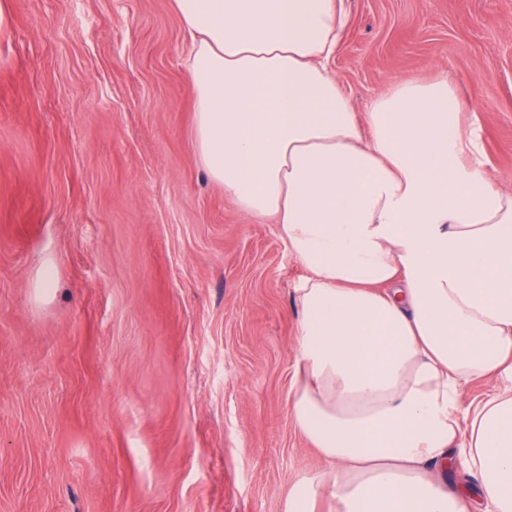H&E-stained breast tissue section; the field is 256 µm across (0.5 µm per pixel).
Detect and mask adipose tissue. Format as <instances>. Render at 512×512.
I'll list each match as a JSON object with an SVG mask.
<instances>
[{
    "label": "adipose tissue",
    "mask_w": 512,
    "mask_h": 512,
    "mask_svg": "<svg viewBox=\"0 0 512 512\" xmlns=\"http://www.w3.org/2000/svg\"><path fill=\"white\" fill-rule=\"evenodd\" d=\"M172 7L199 161L307 271L292 416L328 467L291 512H512V190L484 167L472 100L408 78L357 114L328 69L347 0ZM478 379L492 391L463 408Z\"/></svg>",
    "instance_id": "obj_1"
}]
</instances>
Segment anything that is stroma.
<instances>
[{
  "instance_id": "obj_1",
  "label": "stroma",
  "mask_w": 512,
  "mask_h": 512,
  "mask_svg": "<svg viewBox=\"0 0 512 512\" xmlns=\"http://www.w3.org/2000/svg\"><path fill=\"white\" fill-rule=\"evenodd\" d=\"M357 112L448 72L512 190V0H349ZM171 0H0V512H289L306 275L191 145ZM58 288L37 297L43 264Z\"/></svg>"
}]
</instances>
